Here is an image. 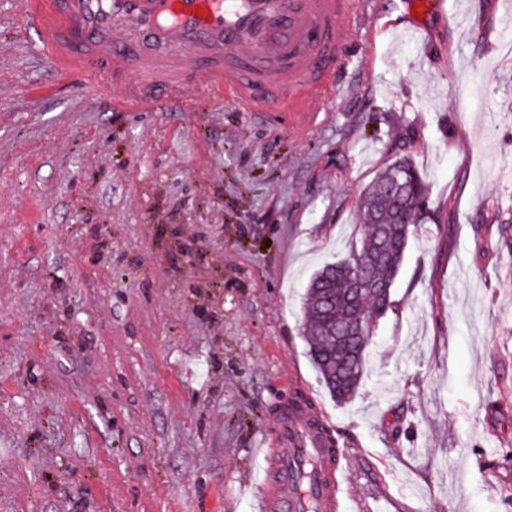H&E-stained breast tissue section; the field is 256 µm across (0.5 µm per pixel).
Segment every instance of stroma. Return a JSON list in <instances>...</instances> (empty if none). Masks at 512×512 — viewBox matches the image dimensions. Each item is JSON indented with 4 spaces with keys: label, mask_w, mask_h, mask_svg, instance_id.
I'll list each match as a JSON object with an SVG mask.
<instances>
[{
    "label": "stroma",
    "mask_w": 512,
    "mask_h": 512,
    "mask_svg": "<svg viewBox=\"0 0 512 512\" xmlns=\"http://www.w3.org/2000/svg\"><path fill=\"white\" fill-rule=\"evenodd\" d=\"M328 111L121 112L0 0V512H252L308 383L349 512H512V7L363 0ZM427 188L367 373L333 401L302 298L396 159Z\"/></svg>",
    "instance_id": "1"
}]
</instances>
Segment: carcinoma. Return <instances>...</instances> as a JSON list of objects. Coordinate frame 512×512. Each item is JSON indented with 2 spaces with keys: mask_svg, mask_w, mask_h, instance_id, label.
Wrapping results in <instances>:
<instances>
[{
  "mask_svg": "<svg viewBox=\"0 0 512 512\" xmlns=\"http://www.w3.org/2000/svg\"><path fill=\"white\" fill-rule=\"evenodd\" d=\"M427 198V187L407 158H401L382 171L367 187L359 202L364 232L348 255L323 265L310 280L303 297L308 354L319 380L339 403L356 393L366 369L369 344L356 350L352 361L336 352L331 331L352 311L345 288L352 271L364 272L373 283L392 286L405 254V242L412 225L405 216L416 209L414 201ZM364 325L373 336V323L394 308L391 296L364 297Z\"/></svg>",
  "mask_w": 512,
  "mask_h": 512,
  "instance_id": "carcinoma-1",
  "label": "carcinoma"
}]
</instances>
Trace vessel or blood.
<instances>
[{"label":"vessel or blood","instance_id":"obj_1","mask_svg":"<svg viewBox=\"0 0 512 512\" xmlns=\"http://www.w3.org/2000/svg\"><path fill=\"white\" fill-rule=\"evenodd\" d=\"M362 0H26L43 57L124 109L159 95L233 98L250 112H322L341 83ZM199 60L190 69L189 59ZM257 512H343L345 453L304 382L275 413Z\"/></svg>","mask_w":512,"mask_h":512}]
</instances>
